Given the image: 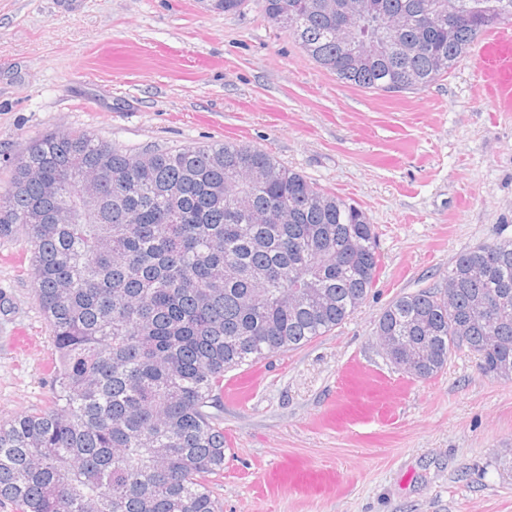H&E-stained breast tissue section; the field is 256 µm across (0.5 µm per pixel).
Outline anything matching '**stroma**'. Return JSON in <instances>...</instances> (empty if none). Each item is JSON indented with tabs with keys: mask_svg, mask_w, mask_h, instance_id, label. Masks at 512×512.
<instances>
[{
	"mask_svg": "<svg viewBox=\"0 0 512 512\" xmlns=\"http://www.w3.org/2000/svg\"><path fill=\"white\" fill-rule=\"evenodd\" d=\"M468 55L429 88L342 83L256 6L210 0H0V191L40 134L85 129L138 152L224 141L271 153L375 227L373 288L338 328L224 376L217 512H512V380L452 354L420 379L376 334L455 256L512 239V111ZM25 236L0 239V422L52 403L55 348ZM33 346L19 352L17 334Z\"/></svg>",
	"mask_w": 512,
	"mask_h": 512,
	"instance_id": "1",
	"label": "stroma"
}]
</instances>
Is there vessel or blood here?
Returning a JSON list of instances; mask_svg holds the SVG:
<instances>
[{
	"label": "vessel or blood",
	"mask_w": 512,
	"mask_h": 512,
	"mask_svg": "<svg viewBox=\"0 0 512 512\" xmlns=\"http://www.w3.org/2000/svg\"><path fill=\"white\" fill-rule=\"evenodd\" d=\"M479 69L483 86L502 110H512V33L504 32L485 42L480 50Z\"/></svg>",
	"instance_id": "obj_1"
}]
</instances>
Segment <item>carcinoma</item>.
<instances>
[{"label":"carcinoma","instance_id":"1","mask_svg":"<svg viewBox=\"0 0 512 512\" xmlns=\"http://www.w3.org/2000/svg\"><path fill=\"white\" fill-rule=\"evenodd\" d=\"M272 23L288 7L300 48L344 83L375 92L425 89L512 12V0H363L354 65L314 0H253ZM264 177L256 178L257 173ZM98 201L68 224L51 218L88 179ZM39 210L41 224L26 223ZM26 231L35 299L51 327L54 407L0 423V503L14 512H216L224 426L211 412L224 373L301 348L364 302L379 265L366 213L268 152L224 142L140 153L86 130L46 132L0 193V238ZM358 241L350 254L345 244ZM451 285L392 301L377 335L415 378L464 349L481 371L512 379V240L478 244L448 270ZM498 304L493 319L481 303Z\"/></svg>","mask_w":512,"mask_h":512}]
</instances>
